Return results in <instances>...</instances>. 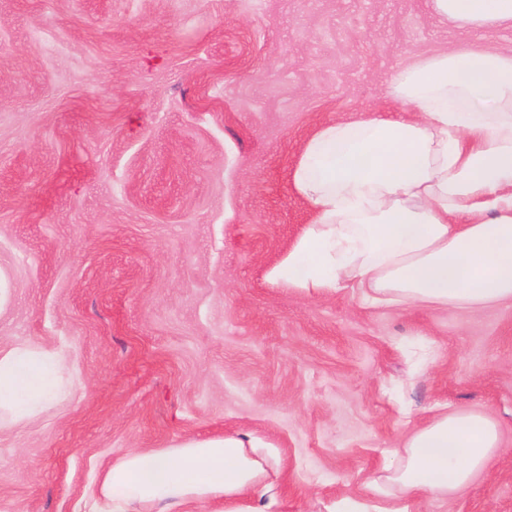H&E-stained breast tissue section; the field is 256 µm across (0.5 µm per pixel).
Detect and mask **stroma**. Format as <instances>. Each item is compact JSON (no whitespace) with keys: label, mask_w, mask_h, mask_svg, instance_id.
Here are the masks:
<instances>
[{"label":"stroma","mask_w":512,"mask_h":512,"mask_svg":"<svg viewBox=\"0 0 512 512\" xmlns=\"http://www.w3.org/2000/svg\"><path fill=\"white\" fill-rule=\"evenodd\" d=\"M512 55L428 0H0V345L81 384L0 431V512H99L135 448L243 431L252 512H512V303L370 306L269 285L311 213L288 183L320 123L388 108L416 58ZM498 451L463 490L378 478L441 406Z\"/></svg>","instance_id":"1"}]
</instances>
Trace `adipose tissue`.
I'll list each match as a JSON object with an SVG mask.
<instances>
[{"instance_id":"obj_1","label":"adipose tissue","mask_w":512,"mask_h":512,"mask_svg":"<svg viewBox=\"0 0 512 512\" xmlns=\"http://www.w3.org/2000/svg\"><path fill=\"white\" fill-rule=\"evenodd\" d=\"M442 22L512 27V0H430ZM390 107L318 125L289 173L312 219L264 274L302 294L373 305L483 309L512 302V56L460 46L387 84ZM59 353L0 346V427L28 423L74 387ZM251 434L136 450L104 470L109 512H191L264 496ZM500 446L492 420L442 408L413 431L383 481L403 494L467 487Z\"/></svg>"}]
</instances>
